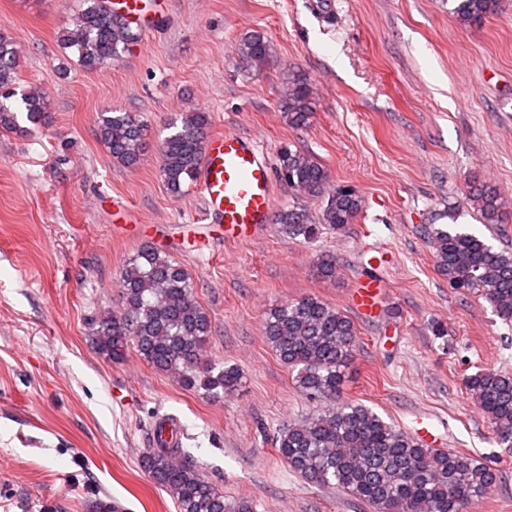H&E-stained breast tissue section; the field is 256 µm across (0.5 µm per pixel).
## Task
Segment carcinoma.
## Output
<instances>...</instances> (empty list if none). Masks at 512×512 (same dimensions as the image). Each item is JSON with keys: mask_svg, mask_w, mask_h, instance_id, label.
<instances>
[{"mask_svg": "<svg viewBox=\"0 0 512 512\" xmlns=\"http://www.w3.org/2000/svg\"><path fill=\"white\" fill-rule=\"evenodd\" d=\"M497 8L498 0H448V12L463 24ZM138 38L136 30L112 14L105 0H82L62 43L77 55L81 66L94 71ZM269 55L270 45L259 33L239 43L238 57L247 70L264 64ZM18 66L13 42L0 34L1 130H23L20 114L35 130L46 123L50 112V103L39 89L17 93ZM286 104L288 123L300 127L309 122L312 90L301 77L288 78ZM209 122V113L197 111L169 123L173 132L163 138L160 155L161 172L171 192H181L192 180ZM98 136L113 158L134 165L141 156L145 125L133 112H102ZM279 174L299 193L325 198L315 217L297 206L277 213V223L291 237L310 239L320 224L341 230L361 209V199L353 190L330 188L328 171L309 154L284 150ZM470 202L487 223L501 222L505 203L495 190L481 189L470 195ZM425 233L449 286L462 293L482 292L497 315L511 322L512 252L435 224ZM119 288L122 311L93 320L99 353L120 361L132 345L145 361L186 388L201 389L213 398L238 390L242 375L236 366L203 360L210 318L195 299L187 273L167 253L152 246L140 250L124 266ZM265 333L279 360L297 371L296 382L307 398H334L340 393L356 347V329L345 314L320 299L305 297L270 310ZM466 385L490 419L498 444L511 449L512 374L485 369L468 377ZM276 444L288 467L308 482L334 485L374 512H463L469 500L497 481V470L482 461L428 448L359 403L334 404L290 424L280 430ZM140 466L174 499L177 512H253L245 501L224 500V493L200 474L181 448H154L142 457Z\"/></svg>", "mask_w": 512, "mask_h": 512, "instance_id": "1", "label": "carcinoma"}]
</instances>
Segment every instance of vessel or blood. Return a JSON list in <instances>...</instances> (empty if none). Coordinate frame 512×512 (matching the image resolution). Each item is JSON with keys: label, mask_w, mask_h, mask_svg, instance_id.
Here are the masks:
<instances>
[{"label": "vessel or blood", "mask_w": 512, "mask_h": 512, "mask_svg": "<svg viewBox=\"0 0 512 512\" xmlns=\"http://www.w3.org/2000/svg\"><path fill=\"white\" fill-rule=\"evenodd\" d=\"M195 186L202 195L203 223L194 225L187 242L202 250L208 226H220L225 240L245 242L268 224L274 206L272 168L255 139L235 132H220L207 141ZM381 286L368 281L354 288L352 301L370 314Z\"/></svg>", "instance_id": "obj_1"}]
</instances>
